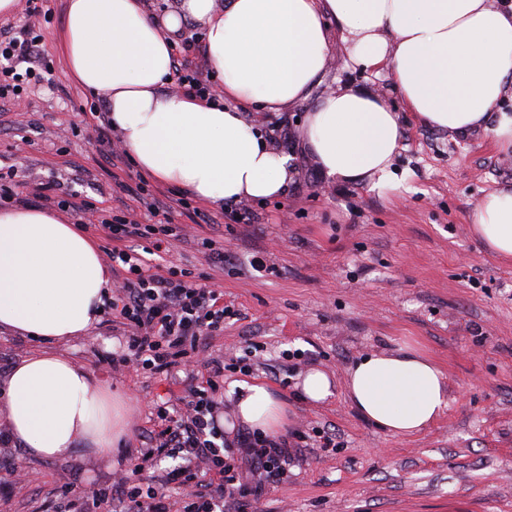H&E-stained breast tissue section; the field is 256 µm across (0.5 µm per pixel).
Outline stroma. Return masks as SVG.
<instances>
[{
  "instance_id": "1",
  "label": "stroma",
  "mask_w": 512,
  "mask_h": 512,
  "mask_svg": "<svg viewBox=\"0 0 512 512\" xmlns=\"http://www.w3.org/2000/svg\"><path fill=\"white\" fill-rule=\"evenodd\" d=\"M52 8L34 24L55 84L0 103V168L25 174L27 205L56 211L35 195L38 184L54 182L74 201L146 224V207L117 188L143 180L160 209L188 224L177 186L144 177L129 154L106 162L91 141L84 113L98 96L68 77L55 39L66 0H53ZM341 87L381 94L398 112L404 133L390 184L328 183L297 144L308 104L268 114L263 122L274 145L294 157L296 176L285 194L250 201L255 218L246 224L228 223L222 204L200 202L210 223L192 225L191 237L172 240L164 256L239 311L207 345L225 363L243 357L253 366L247 375L225 372V422L233 420L240 384H262L285 404L289 429L324 431L335 441L292 449L290 465L250 498L247 512H512V264L488 255L469 233L475 203L512 186V159L484 132L464 138L421 125L386 72L347 64L335 50L319 90ZM205 237L223 244L234 270L210 260L199 244ZM256 255L265 271L252 270ZM123 341L121 329L103 319L62 346L124 401L127 434L111 458L38 459L12 444V461L31 479L0 488V512H58L63 484L103 489L113 473L132 469L155 428V404L183 387L162 375L113 369ZM404 344L444 372L449 408L425 431L395 436L353 409L346 377L360 358ZM50 348L0 329V381L21 359ZM294 352L300 359L291 371L284 356ZM313 369L333 382L327 400L310 401L299 387Z\"/></svg>"
}]
</instances>
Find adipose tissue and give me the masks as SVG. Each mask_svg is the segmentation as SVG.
Returning a JSON list of instances; mask_svg holds the SVG:
<instances>
[{
    "instance_id": "ef3b65f1",
    "label": "adipose tissue",
    "mask_w": 512,
    "mask_h": 512,
    "mask_svg": "<svg viewBox=\"0 0 512 512\" xmlns=\"http://www.w3.org/2000/svg\"><path fill=\"white\" fill-rule=\"evenodd\" d=\"M221 75L225 104L162 90L188 23ZM68 75L104 96L121 144L141 171L219 203L285 193L296 174L259 113L311 102L303 148L333 183L390 179L403 130L377 94L348 88L312 98L333 45L367 70L386 69L413 117L458 135L488 132L512 155V7L495 0H178L161 15L141 0H68L60 32ZM471 233L512 260V186L474 206ZM109 279L94 245L36 207L0 211V328L67 342L98 322ZM348 399L393 435L432 424L448 407L442 370L409 348L373 353L348 371ZM11 440L34 458L70 460L80 445L111 455L125 436L123 405L57 352L20 360L0 403ZM241 424L275 435L285 408L266 386H246Z\"/></svg>"
}]
</instances>
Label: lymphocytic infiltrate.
Wrapping results in <instances>:
<instances>
[{"mask_svg": "<svg viewBox=\"0 0 512 512\" xmlns=\"http://www.w3.org/2000/svg\"><path fill=\"white\" fill-rule=\"evenodd\" d=\"M43 34L34 26L0 29V100L19 95L28 85H53L54 75L41 43ZM105 236V255L124 271L112 293V320L123 328L124 343L112 357L113 367H139L152 373L176 376L191 352L224 331L232 317L223 295L196 283L190 270H174L152 263L154 255L168 252L170 239L179 237L180 225L171 215L153 224L115 216L98 224ZM147 240L143 250L135 241ZM205 384L190 387L183 405L169 403L155 410L159 430L149 438L143 460L166 448L181 452L180 462L167 475L168 482L189 486L181 512H224L225 487H233L238 512H245L248 496L258 495L266 482L285 469L288 439L257 433L238 434L227 443L216 414L215 398L225 364L212 358L206 363ZM68 512H89L90 505L104 503L111 512H171L164 487L127 484L120 480L110 493H93L84 500L72 485H65Z\"/></svg>", "mask_w": 512, "mask_h": 512, "instance_id": "obj_1", "label": "lymphocytic infiltrate"}]
</instances>
